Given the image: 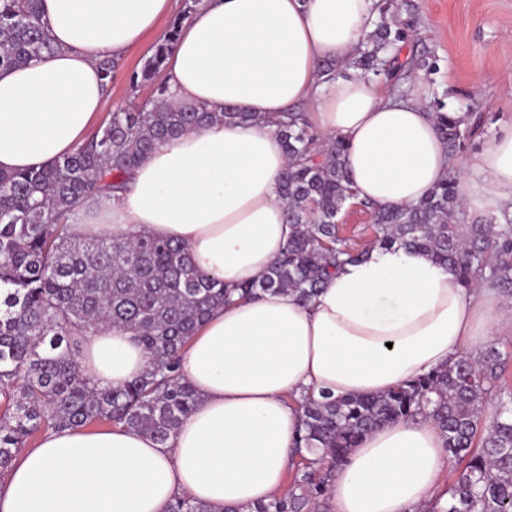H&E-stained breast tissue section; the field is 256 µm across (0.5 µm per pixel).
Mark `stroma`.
Instances as JSON below:
<instances>
[{"label": "stroma", "instance_id": "1", "mask_svg": "<svg viewBox=\"0 0 512 512\" xmlns=\"http://www.w3.org/2000/svg\"><path fill=\"white\" fill-rule=\"evenodd\" d=\"M402 17L415 20V35L405 52L433 57L436 68L415 71L406 92L444 103L446 110L480 113L484 133L468 139L465 156H472L500 130L512 124V85L504 77L512 64V0H397ZM148 36L136 51L120 58L107 91L105 112L137 104L153 95L154 84L131 90L129 78L141 70L156 44Z\"/></svg>", "mask_w": 512, "mask_h": 512}]
</instances>
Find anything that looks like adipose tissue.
<instances>
[{
	"label": "adipose tissue",
	"instance_id": "obj_1",
	"mask_svg": "<svg viewBox=\"0 0 512 512\" xmlns=\"http://www.w3.org/2000/svg\"><path fill=\"white\" fill-rule=\"evenodd\" d=\"M375 0H201L167 62V101L209 112L232 105L251 122L210 123L165 140L133 170L129 190L77 209V237L170 238L188 262L233 288L285 251L279 193L288 165L271 117L301 106L323 139L348 146L358 199L408 205L456 172L467 212L512 209V127L453 164L431 109L352 69ZM174 0H41L55 52L0 69V171L52 164L84 140L104 105L99 60L162 36ZM512 331L499 290L463 288L451 267L401 246H367L309 301L267 291L215 307L182 356L199 396L166 444L109 426L53 430L0 477V512H167L178 497L240 512L282 488L295 457L303 393L374 396L455 364L493 330ZM83 375L118 388L149 356L135 336H87ZM443 433L423 416L380 425L329 481L325 512H419L443 504Z\"/></svg>",
	"mask_w": 512,
	"mask_h": 512
}]
</instances>
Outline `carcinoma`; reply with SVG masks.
I'll use <instances>...</instances> for the list:
<instances>
[{
	"instance_id": "obj_1",
	"label": "carcinoma",
	"mask_w": 512,
	"mask_h": 512,
	"mask_svg": "<svg viewBox=\"0 0 512 512\" xmlns=\"http://www.w3.org/2000/svg\"><path fill=\"white\" fill-rule=\"evenodd\" d=\"M378 21L352 66L382 76L399 88L424 59L400 60L401 43L412 36L391 0L376 3ZM177 17L130 83L154 80L172 53ZM53 50L41 20L39 0H0V67L25 65ZM143 104L119 108L75 151L40 169L0 172V474L28 440L53 429L122 425L166 443L198 402L182 375V352L209 311L233 292L184 257L183 245L150 236L129 240L77 239L68 220L89 197L127 189L140 161L160 142L207 123L248 121L253 115L230 106L222 112L176 109L167 86ZM438 130L457 159L481 117L462 121L435 108ZM289 163L280 195L293 232L281 257L257 281L239 288L249 296L291 291L309 300L323 280L357 249L337 234L338 215L356 200L345 165L346 145L327 141L304 112L273 118ZM376 226L375 244L404 245L454 266L469 289L488 282L512 297V213L495 221L465 222L454 177L408 206H378L357 200ZM135 335L151 357L150 368L120 388H98L83 376L78 356L85 336L101 328ZM505 359L490 345L405 386L376 396L320 399L306 394L298 405L300 457L288 490L248 512H319L329 479L348 451L373 428L422 414L446 440L449 460L462 466L448 484V507L429 512H512V392L501 379ZM168 512H209L179 497Z\"/></svg>"
}]
</instances>
